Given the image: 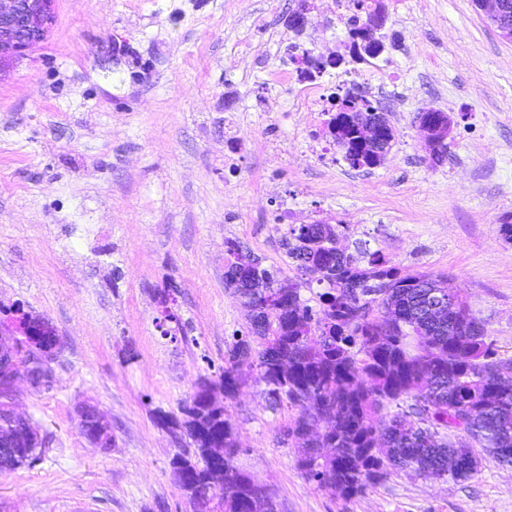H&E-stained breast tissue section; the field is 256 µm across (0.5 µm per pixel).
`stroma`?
I'll use <instances>...</instances> for the list:
<instances>
[{
	"mask_svg": "<svg viewBox=\"0 0 512 512\" xmlns=\"http://www.w3.org/2000/svg\"><path fill=\"white\" fill-rule=\"evenodd\" d=\"M310 2L297 30L295 0H55L47 40L0 73V304L22 301L61 341L52 388L17 383L46 445L0 472V512H192L170 468L188 440L157 416L217 380L248 329L224 286L230 239L293 279L288 224L325 222L346 252L446 274L512 357V40L475 0H385L381 55L325 78L399 77L381 105L393 145L353 169L318 157L310 111L271 79L291 66L283 44L343 52V0ZM427 108L454 118L438 164L416 123ZM87 404L112 427L108 450L79 430ZM223 405L236 466L278 512H512V466L489 457L466 480L401 473L343 499L302 474L294 411L264 383Z\"/></svg>",
	"mask_w": 512,
	"mask_h": 512,
	"instance_id": "35a3bbf8",
	"label": "stroma"
}]
</instances>
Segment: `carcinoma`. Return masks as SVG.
I'll use <instances>...</instances> for the list:
<instances>
[{
	"mask_svg": "<svg viewBox=\"0 0 512 512\" xmlns=\"http://www.w3.org/2000/svg\"><path fill=\"white\" fill-rule=\"evenodd\" d=\"M374 2L352 0L349 52L357 61L378 55L357 40ZM334 97L340 111L330 114L322 136L344 147L351 167L377 166L371 157L389 151L394 140L385 114L375 113L382 133L370 141L356 111L372 110V103L361 95ZM285 246L310 276L280 280L236 241L225 242L224 285L249 309L250 334L229 346L218 383L232 399L256 373L276 401L297 410L288 437L301 448L307 479L352 499L394 473L465 480L484 455L512 464V357L499 353L466 301L458 300L441 321L429 314L425 286L445 291L447 276L405 273L377 251H342L334 229L320 221L289 225ZM259 277L276 285L278 307L268 308L251 288ZM314 283L324 288L317 309L301 295ZM48 340L32 336L14 353L25 363ZM8 413L0 397L2 472L37 457L17 441ZM182 414L181 422L158 416L161 424L178 425L195 448L194 456L171 461L183 478L180 490L193 489L204 512H267L265 497L234 464L238 448L224 409L196 394Z\"/></svg>",
	"mask_w": 512,
	"mask_h": 512,
	"instance_id": "1",
	"label": "carcinoma"
}]
</instances>
